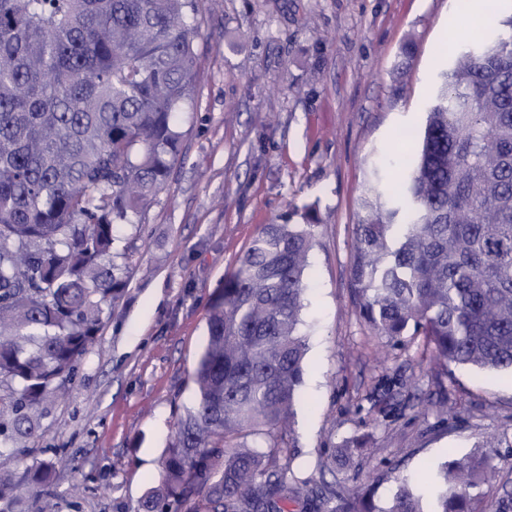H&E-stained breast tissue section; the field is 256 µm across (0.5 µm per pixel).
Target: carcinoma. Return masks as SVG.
<instances>
[{
    "label": "carcinoma",
    "instance_id": "carcinoma-1",
    "mask_svg": "<svg viewBox=\"0 0 512 512\" xmlns=\"http://www.w3.org/2000/svg\"><path fill=\"white\" fill-rule=\"evenodd\" d=\"M196 0H0V512H30L56 466L20 445L95 343L127 286L116 226L141 216L182 149L198 90ZM359 201L350 283L378 336L512 372V13L478 25L432 86L424 126ZM310 224L263 225L212 300L162 480L143 512H285L309 486L293 449L250 438L292 427ZM442 419L457 403L440 392ZM32 463H27V459ZM497 456L446 461L382 506L368 487L309 490L325 512H474ZM491 512H512L505 482Z\"/></svg>",
    "mask_w": 512,
    "mask_h": 512
}]
</instances>
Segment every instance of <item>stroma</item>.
<instances>
[{"label": "stroma", "mask_w": 512, "mask_h": 512, "mask_svg": "<svg viewBox=\"0 0 512 512\" xmlns=\"http://www.w3.org/2000/svg\"><path fill=\"white\" fill-rule=\"evenodd\" d=\"M197 4L198 93L178 115L181 153L144 215L118 225L125 292L28 445L56 464V512H143L173 423L194 401L212 298L264 224L300 222L311 207L296 464L388 500L398 482L512 432V374L438 369L418 336L392 345L362 319L350 285L367 167L395 159L398 133L421 122L476 15L459 0ZM442 390L458 403L446 423L425 404ZM355 437L366 446L341 459Z\"/></svg>", "instance_id": "stroma-1"}]
</instances>
